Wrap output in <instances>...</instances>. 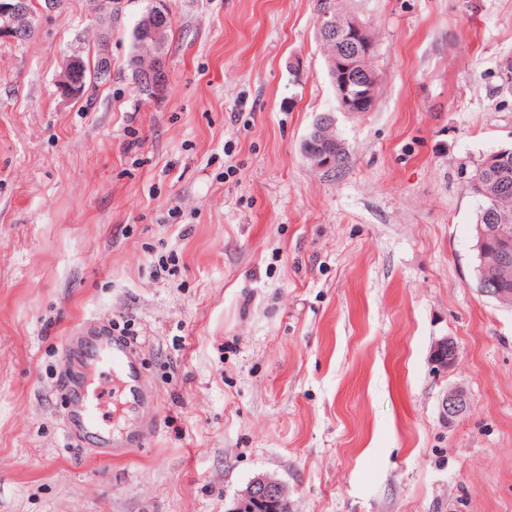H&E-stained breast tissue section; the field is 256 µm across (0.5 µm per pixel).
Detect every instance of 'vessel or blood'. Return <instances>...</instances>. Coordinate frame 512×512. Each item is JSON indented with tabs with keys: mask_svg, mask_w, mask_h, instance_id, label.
Segmentation results:
<instances>
[{
	"mask_svg": "<svg viewBox=\"0 0 512 512\" xmlns=\"http://www.w3.org/2000/svg\"><path fill=\"white\" fill-rule=\"evenodd\" d=\"M63 359L69 371L58 382L61 390L69 396L66 421L73 438L88 439L97 458L109 460L115 454L117 446L136 448V440L117 443L110 428L103 423L101 407L93 399L91 381L87 379L83 368L94 363L103 368V382H120L126 392L125 408L136 410L149 407L153 398L141 387L136 374V349L132 342L119 340L109 335L108 331H95L93 336L73 347H65Z\"/></svg>",
	"mask_w": 512,
	"mask_h": 512,
	"instance_id": "b4317fda",
	"label": "vessel or blood"
}]
</instances>
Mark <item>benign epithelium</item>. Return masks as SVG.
Segmentation results:
<instances>
[{"label": "benign epithelium", "mask_w": 512, "mask_h": 512, "mask_svg": "<svg viewBox=\"0 0 512 512\" xmlns=\"http://www.w3.org/2000/svg\"><path fill=\"white\" fill-rule=\"evenodd\" d=\"M154 11H146L139 21L140 39L137 52L131 60L134 82L144 87L146 77L154 75L153 70L140 65V58L162 59L167 44L165 25L159 22L160 15L169 14L166 0H153ZM35 14L27 6V0H0V39L16 42L30 33ZM90 17L99 31L96 41L97 60L101 69L112 62L108 32L112 28V14L90 10ZM316 28L319 41L331 47L326 55V63L331 85L336 88V100L344 112H370L374 108L379 89L375 73L364 67V61L375 53V42L363 22L351 14H346L330 0L318 13ZM84 69L79 52L74 50L67 57L57 80L60 94L66 98H82L86 95L85 86L78 78ZM304 158L316 169L334 170L340 161L342 145L336 140L335 118L331 112L321 113L312 132L301 146ZM508 151L499 150L485 158L478 171L483 180L482 190L491 200L487 219L494 224H505L512 217L504 205L512 201V180L507 168L501 164ZM484 265L492 269L480 284V292L502 303H511L497 288L498 279L512 277V237L497 235V243L478 244ZM457 358V346L453 338L441 340L432 353V361L440 371L451 368ZM442 413L453 423L464 417L471 408L467 390L462 386L448 389L441 403ZM271 512L291 510L290 491L281 480L270 475L255 476L234 499L228 512H254L256 507Z\"/></svg>", "instance_id": "benign-epithelium-1"}]
</instances>
